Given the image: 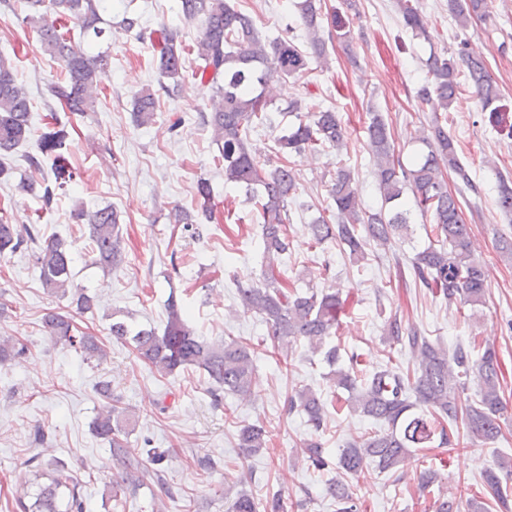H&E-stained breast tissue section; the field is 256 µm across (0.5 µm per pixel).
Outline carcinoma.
<instances>
[{"label": "carcinoma", "mask_w": 512, "mask_h": 512, "mask_svg": "<svg viewBox=\"0 0 512 512\" xmlns=\"http://www.w3.org/2000/svg\"><path fill=\"white\" fill-rule=\"evenodd\" d=\"M25 7L26 22L36 29L41 49L58 60L63 76L49 85V91L71 114L83 116L95 111L100 92L97 73L108 67L110 55L84 49L82 41L70 34L67 23L80 35L104 36L100 11L105 0H17ZM187 23L200 25L195 42L187 45L180 30L164 28L159 32L142 27L139 18L126 16L113 39L132 36L142 44L159 46L153 56L159 74L160 90L170 95L185 76L186 59L194 54L202 61L195 72L200 80L212 85L214 94L201 118L212 134L224 167L225 183L249 195L261 224L260 250L262 271L258 277L237 279V293L244 311L253 313L269 329L270 347L281 352L293 342L304 340L315 352L323 353L330 366L338 363L337 346L326 342L336 335L337 315L341 309V290L322 289L299 294L288 284L281 270L283 255L288 253V203L299 188V173L291 157L308 153L322 154L345 146L347 129L339 113L330 108L321 112H301L298 100L288 101L284 111L295 120L275 138L276 161L255 156L249 147L253 129L272 123L269 107L275 104L270 94L274 82H295L313 71V65H327L328 44L338 39L350 42V31L340 22L325 28L319 0H294L305 45L297 36L285 33L272 40L263 36L253 17L228 3V0H178ZM494 0H448V12L463 29L473 20L485 17ZM403 28L413 37L430 40L421 20L419 0H397ZM428 79L416 97L428 111L426 132L421 142L425 150L410 167L396 154L395 139L384 119L370 113L366 139L374 162V177L382 204L369 209L359 200L351 171L339 167L329 184L333 208H323L309 224L315 245L334 242L349 257L362 262L378 257V251L390 248L396 235L408 230L410 207L406 195H412L413 208L430 224V243L412 258L416 276L423 287L440 294L448 304H461L475 310L483 306L490 278L489 266L475 257L469 228L459 196L477 192L469 168L458 157L455 140L448 133V109L461 98L460 77H465L483 105L497 112L493 104L500 98L498 86L485 61L473 55L468 42L457 45L450 54L430 52L425 60ZM156 93L141 90L132 99L136 126L153 123L156 118ZM30 96L13 67L0 57V155L29 146L26 155L30 177L17 183V189L35 194L42 209L52 208L59 194L78 182L79 174L61 153L68 133L53 129L34 136L30 121ZM53 157L49 173H44V159ZM453 173L456 192L448 190L447 173ZM497 206L512 216V179L499 176ZM76 218L88 224L94 264L115 270L125 263L120 234V214L111 206L93 211L80 207ZM173 223L183 225L190 237L199 234L196 219L179 208ZM40 234L38 224L19 226L0 215V259H8L28 250ZM31 257L40 270V280L48 292L67 296L72 283L74 259L63 243L48 240ZM95 298L83 292L72 296L71 310L49 311L42 318L45 335L54 343L77 347L86 359L98 362L107 351L96 336L82 331L72 313L94 309ZM167 322L162 332L152 328L133 329L116 319L109 327L117 340L131 345L135 356L162 375L197 368L204 372L215 403L221 394L241 399L252 396L255 372L254 348L242 340L213 344L199 336L188 324L182 304L175 294L166 303ZM385 339L391 345L408 350L413 369L402 370L391 363L368 374L359 373V355L351 352L348 364L333 372L336 387L347 393L338 398L349 412L374 421L379 428L347 443L338 455L336 467L357 475L370 463L382 471L397 468L413 448L439 440L451 446L457 440L454 425L463 426V436L472 445L496 441L502 435L500 424L504 402L498 359L491 347L481 357H472L470 349L458 345L449 350L423 336L417 328L394 317L386 321ZM24 345L9 336L0 337V364L25 355ZM476 379V399L461 400L458 392L469 379ZM97 393L101 409L91 423L94 436L108 444L117 473L106 496L119 501L143 485L140 475L149 471L153 480L164 487L167 497H174L167 486L162 467L167 451L158 448L137 449L129 446L132 417L121 407L108 381H101ZM288 412L302 413L316 431L323 428L327 406L313 388L301 386L288 396ZM269 428L263 424L245 425L239 430L237 448L255 455L267 448ZM303 451L308 466L324 470L329 466L327 449L311 438ZM33 464L36 490L20 491L13 496L18 512H84L80 480L59 465L48 469ZM512 476V457H503L496 468L485 474V486L493 500L508 509V489L501 476ZM325 495L336 502V512H360L362 503L344 480L331 479ZM225 498L230 512H287L293 504L282 494L257 499L252 494L228 487ZM432 512H491L485 498L467 499L450 496L430 505Z\"/></svg>", "instance_id": "1"}]
</instances>
